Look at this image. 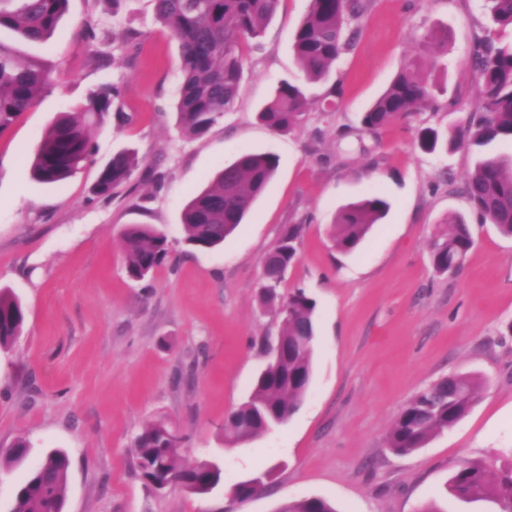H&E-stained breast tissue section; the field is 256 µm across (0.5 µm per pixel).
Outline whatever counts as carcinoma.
I'll list each match as a JSON object with an SVG mask.
<instances>
[{
	"label": "carcinoma",
	"instance_id": "obj_1",
	"mask_svg": "<svg viewBox=\"0 0 512 512\" xmlns=\"http://www.w3.org/2000/svg\"><path fill=\"white\" fill-rule=\"evenodd\" d=\"M69 0H0V30L29 43H45L57 32ZM279 0H154L156 20L178 41L181 51V83L174 111L182 135L188 140L204 137L236 108L244 76V49L263 32ZM370 0H309V8L293 34V49L301 76L279 83L258 118L277 131L291 129L307 119L311 110L323 115L332 111L341 86H330L326 98L308 95V89L328 80L336 59L356 41L357 21ZM491 27L474 44L466 65L475 75L478 103L461 124L458 135L443 140L431 126H420V148L433 153L441 147L479 149L512 139V0H480ZM433 34L420 40L419 52L405 63L387 89L363 113V130L373 133L394 120L410 118L433 106L426 58L432 52ZM53 76L37 58L23 59L0 39V136L19 115L34 105ZM118 84L89 90L76 112L60 113L43 134L32 159V174L40 182H61L93 161L90 130L107 122ZM278 159L271 153L242 152L221 168L186 205L184 241L196 250L224 243L241 224L254 201L271 182ZM139 167L136 152L124 149L112 156L94 186L98 196H109L130 181ZM465 195L483 224L495 225L512 236V156L480 153L465 184ZM389 207L373 194L340 207L333 219V245L341 253L355 250L381 221ZM302 225L291 224L264 261L266 290L262 303L272 306L280 320V333L265 343L269 361L256 378L248 398L224 421V441L238 444L260 436L284 423L298 409L312 378L316 336V302L297 288L279 299L289 266L298 260L292 242ZM129 277L142 281L166 260L170 247L166 234L151 224H130L121 236ZM474 246L470 225L460 215H450L446 227L431 242L434 270L453 276L463 268ZM22 304L7 290H0V349L11 346L23 331ZM481 380L457 373L420 390L403 407L388 436V447L405 455L453 427L471 409ZM140 477L144 483H179L205 494L224 481L220 466L206 460L184 463L179 445L169 429L155 422L142 429L133 441ZM69 459L65 452L51 451L31 471L14 494L12 512H64ZM270 472H258L234 485L238 499H249L266 484ZM447 488L465 502L491 500L499 512H512V459L496 474L468 461L448 480ZM280 512H336L331 502L312 497L292 501Z\"/></svg>",
	"mask_w": 512,
	"mask_h": 512
}]
</instances>
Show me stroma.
<instances>
[{
	"label": "stroma",
	"mask_w": 512,
	"mask_h": 512,
	"mask_svg": "<svg viewBox=\"0 0 512 512\" xmlns=\"http://www.w3.org/2000/svg\"><path fill=\"white\" fill-rule=\"evenodd\" d=\"M309 0H279L251 41L234 112L204 137L179 132L178 42L156 21L153 0H69L48 43H18L55 69V82L0 135V287L25 311L22 335L0 350V512L43 456H69L64 512H279L322 497L337 512H493L447 491L468 460L496 470L512 453V237L478 223L464 194L475 155L420 149L416 129L453 136L477 101L464 61L484 18L478 0H371L359 35L331 73L342 95L328 120L285 132L259 109L284 79L299 76L292 36ZM138 41L125 39L127 29ZM437 31L447 49L429 83L438 111L400 118L378 134L361 116ZM121 88L93 163L59 183L33 179L28 163L59 113L73 112L102 83ZM135 149L140 172L111 197L94 195L102 167ZM269 152L277 172L223 246L185 254L182 212L224 164ZM164 177L154 190L147 173ZM378 193L390 210L352 253L330 238L335 211ZM465 217L475 245L461 272L437 274L430 239L448 215ZM130 224L162 227L170 241L152 278H128L119 238ZM291 224L303 225L298 261L281 294L316 302L311 384L283 425L248 442H224V419L249 395L264 365V336L280 322L262 307L263 260ZM452 373L483 381L453 427L411 454L387 447L389 429L418 391ZM164 421L189 462L219 459L224 482L198 496L178 485L155 494L131 446ZM28 457L10 461L17 440ZM268 470L264 492L234 499L233 484Z\"/></svg>",
	"instance_id": "obj_1"
}]
</instances>
